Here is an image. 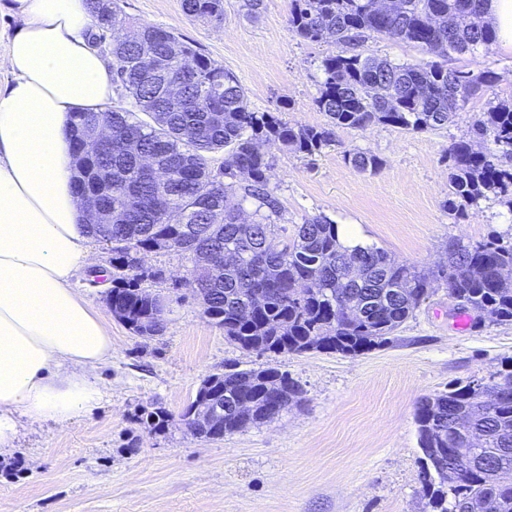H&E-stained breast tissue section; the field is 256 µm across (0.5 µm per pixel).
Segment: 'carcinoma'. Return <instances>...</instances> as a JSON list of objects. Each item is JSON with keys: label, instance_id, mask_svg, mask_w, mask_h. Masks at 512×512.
Listing matches in <instances>:
<instances>
[{"label": "carcinoma", "instance_id": "1", "mask_svg": "<svg viewBox=\"0 0 512 512\" xmlns=\"http://www.w3.org/2000/svg\"><path fill=\"white\" fill-rule=\"evenodd\" d=\"M375 2L289 0L294 35L342 46L322 60L316 106L328 123L314 127L249 109L237 77L180 37L150 24L128 32L118 26L117 0H87L92 44L109 56L115 93L132 108L73 114L75 185L112 168L109 209L124 218L112 225V269L95 271L101 280L112 278V299L127 320L154 336L164 328L163 300L143 286L162 271L144 269L142 254L176 251L193 259L213 249L233 256L224 263V277L208 281L192 268L182 286L202 293L208 320L224 330V339L260 355L370 351L412 317L435 281L482 322H512V243L494 236L453 243L428 275L374 245H343L338 225L324 217L283 223V206L271 187L273 166L261 146L312 156L333 145L337 128L445 129L470 98L497 80L492 70L475 73L437 62L475 55L496 41L485 21L488 0H400L401 9L391 15L378 13ZM182 8L195 20L224 22V0H182ZM450 14L457 18L451 30L445 25ZM373 35L410 42L436 60L398 64L374 57L364 50ZM143 39L162 58L150 75L138 63ZM171 83L179 87L175 99L161 92ZM95 124L112 127V153L85 150L82 133ZM473 133L494 148L479 151L461 140L448 149L444 207L457 216L490 194L512 196V166L504 164L512 159V103L489 107ZM215 153L224 154L217 173L207 163ZM344 159L362 174L383 165L361 150L344 152ZM246 203L252 206L247 222L241 218ZM256 293L266 299L255 302ZM491 390L498 400H490ZM211 391L224 396L226 436L272 419L303 394L296 380L268 364L217 373L203 387ZM242 402L249 405L247 415L238 411ZM414 423L427 512H468L474 499L484 512H512V484L497 486L491 476L499 450L512 448V368L421 397Z\"/></svg>", "mask_w": 512, "mask_h": 512}]
</instances>
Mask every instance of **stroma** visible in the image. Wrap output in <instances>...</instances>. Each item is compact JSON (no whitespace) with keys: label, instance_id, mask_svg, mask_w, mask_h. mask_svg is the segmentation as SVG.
<instances>
[{"label":"stroma","instance_id":"35a3bbf8","mask_svg":"<svg viewBox=\"0 0 512 512\" xmlns=\"http://www.w3.org/2000/svg\"><path fill=\"white\" fill-rule=\"evenodd\" d=\"M288 4L264 0L250 18L244 0H224L217 26L187 17L182 0H119L118 21L173 31L237 76L250 109H278L289 123L319 127L328 122L315 105L320 62L338 47L295 37ZM447 65H481L498 80L446 129L342 128L335 145L313 157L268 148L287 223L321 216L356 226L362 245L428 272L449 241L494 234L512 241L507 198L480 201L462 219L443 206L449 146L469 139L484 149L472 137L475 121L490 105L512 101V51L494 45ZM352 149L378 155L382 168L359 174L344 160ZM143 264L164 273L149 284L166 304L164 332L153 338L135 335L112 314L106 288L76 274L74 288L112 331V361L98 372L106 396L63 429L24 422L16 448L0 452V512H423L418 399L512 364V322L456 329L458 309L442 284L380 348L268 357L238 348L208 321L180 285L191 267L183 255L152 252ZM262 363L300 383L301 406L210 442L183 425L180 414L203 378ZM158 409L170 420L153 429L146 416Z\"/></svg>","mask_w":512,"mask_h":512}]
</instances>
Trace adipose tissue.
Returning a JSON list of instances; mask_svg holds the SVG:
<instances>
[{
  "label": "adipose tissue",
  "mask_w": 512,
  "mask_h": 512,
  "mask_svg": "<svg viewBox=\"0 0 512 512\" xmlns=\"http://www.w3.org/2000/svg\"><path fill=\"white\" fill-rule=\"evenodd\" d=\"M20 24L0 68V450L20 417L60 428L104 397L103 316L72 288L90 263L74 191L70 117L110 103L113 74L89 44L86 0H12Z\"/></svg>",
  "instance_id": "1"
}]
</instances>
